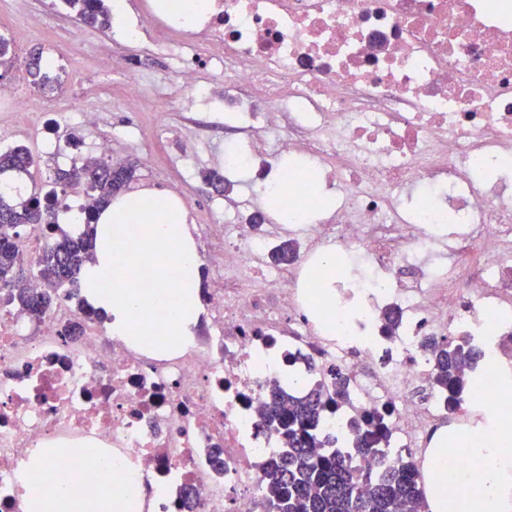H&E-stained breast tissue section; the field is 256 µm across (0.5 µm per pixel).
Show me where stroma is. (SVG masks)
I'll use <instances>...</instances> for the list:
<instances>
[{"label":"stroma","mask_w":512,"mask_h":512,"mask_svg":"<svg viewBox=\"0 0 512 512\" xmlns=\"http://www.w3.org/2000/svg\"><path fill=\"white\" fill-rule=\"evenodd\" d=\"M0 28L14 32L20 40L18 63L28 62L32 53L56 58L59 49L70 53V67L78 72L77 82H62L59 93L49 95L39 123L41 134H29L25 145L36 163L23 174L6 172L1 181H19L24 190L47 187L60 169H69L74 150L67 144L70 133L78 132L85 144L101 139L113 145L110 163L133 171L130 189L154 187L177 194L185 203L189 224L210 215L223 216L227 195L209 185L204 176L221 169L224 139L239 127L238 114L226 112L221 79L204 72L201 82L208 99L193 110H185L186 92L175 79L170 56L156 53L138 56L133 48L114 45V29L78 24L64 0H0ZM143 82L147 88L165 90L168 102L156 105L152 98L132 104L122 98L128 81ZM100 114L96 127L80 123L78 114L86 109ZM57 145L55 155H46L41 136ZM153 153L152 168H144L142 156Z\"/></svg>","instance_id":"1"}]
</instances>
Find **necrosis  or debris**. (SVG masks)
Returning a JSON list of instances; mask_svg holds the SVG:
<instances>
[{
	"mask_svg": "<svg viewBox=\"0 0 512 512\" xmlns=\"http://www.w3.org/2000/svg\"><path fill=\"white\" fill-rule=\"evenodd\" d=\"M184 28L140 0L133 47H166L202 100L224 76L244 117L224 181L277 188L313 222L253 224L254 209L200 225L207 269L192 336L165 356L59 297L39 323L0 301V504L23 512L18 475L38 448L92 446L144 491L134 512H266L261 466L283 442L261 431L288 374L343 399L323 425L384 417L378 459L423 467L433 432L488 436L512 397V178L478 166L512 156V0H210ZM302 157L285 168V155ZM295 259H269L281 237ZM338 272L308 274L322 257ZM79 324L69 333L71 324ZM466 339L482 393L450 411L431 344Z\"/></svg>",
	"mask_w": 512,
	"mask_h": 512,
	"instance_id": "1",
	"label": "necrosis or debris"
}]
</instances>
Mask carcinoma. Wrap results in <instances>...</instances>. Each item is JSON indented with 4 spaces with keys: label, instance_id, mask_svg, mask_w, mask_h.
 <instances>
[{
    "label": "carcinoma",
    "instance_id": "cac0c4a2",
    "mask_svg": "<svg viewBox=\"0 0 512 512\" xmlns=\"http://www.w3.org/2000/svg\"><path fill=\"white\" fill-rule=\"evenodd\" d=\"M84 23L111 26V8L103 0H64ZM32 155L24 148L0 150V174L27 172ZM132 172L103 162H87L57 174L53 184L83 182L90 202L84 208L85 230L72 236L65 231L52 237L39 258L29 264L14 239L19 228H53L57 223V193H35L24 202L11 204L0 192V292L3 300L21 308L38 323L67 289L70 297L80 290L82 267L94 260L93 224L96 213L112 197L126 188ZM433 383L448 393V406L461 407L468 381L464 371L481 354L467 341L447 340L434 344ZM318 386L299 398L274 387L270 391L261 427L284 438L288 451L262 468L266 498L273 512H407L422 496L421 476L411 462L382 465L376 460L375 445L385 439L382 416L376 412L362 416L365 430L358 436L357 451L366 469L377 468L375 475L360 476L343 458L331 450L315 449L333 443L319 430L320 417L327 407H337L336 396Z\"/></svg>",
    "mask_w": 512,
    "mask_h": 512
}]
</instances>
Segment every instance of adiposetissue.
I'll return each mask as SVG.
<instances>
[{
	"label": "adipose tissue",
	"instance_id": "ef3b65f1",
	"mask_svg": "<svg viewBox=\"0 0 512 512\" xmlns=\"http://www.w3.org/2000/svg\"><path fill=\"white\" fill-rule=\"evenodd\" d=\"M186 207L177 196L151 189L118 195L95 222L94 263L81 272L85 296L105 310L113 335L136 337L144 304L169 310L170 329L156 333L161 352L178 345L173 328L186 331L199 312L197 288L201 260L186 228ZM149 275L152 285L135 291L125 280ZM474 469L449 474L444 452L428 463L431 512H512L503 488L512 482V422L498 424L482 443H467ZM55 449L33 454L25 468L42 473L56 488L31 492L29 512H129L131 499L105 488L102 469H82L70 478L56 477Z\"/></svg>",
	"mask_w": 512,
	"mask_h": 512
}]
</instances>
